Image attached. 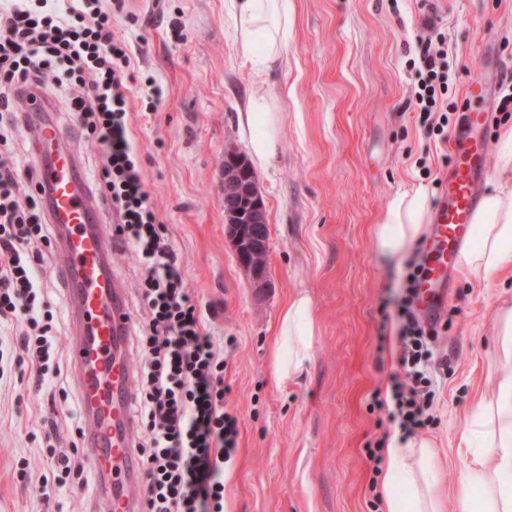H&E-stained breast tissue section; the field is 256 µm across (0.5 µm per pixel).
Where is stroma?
Returning a JSON list of instances; mask_svg holds the SVG:
<instances>
[{
  "instance_id": "35a3bbf8",
  "label": "stroma",
  "mask_w": 512,
  "mask_h": 512,
  "mask_svg": "<svg viewBox=\"0 0 512 512\" xmlns=\"http://www.w3.org/2000/svg\"><path fill=\"white\" fill-rule=\"evenodd\" d=\"M295 24L281 63L261 68L237 51L235 0H127L114 28L134 59L131 132L166 234L185 262L208 327L223 341L227 407L240 420L239 448L224 486V512H384L367 455L383 432L369 402L396 368L380 344V306L404 255L378 250L375 228L390 198L424 185L442 194L448 144L426 139L407 108L417 73L406 66L425 17L448 37L450 91L464 102L493 40L512 68V0H293ZM163 86L157 111L142 98ZM265 93L282 114L270 163L256 168L270 225L272 286L256 296L224 237V149L247 153L239 126L250 97ZM49 120L94 178L99 155L62 100ZM313 303L316 336L302 374L277 384L269 360L278 320L295 295ZM512 298V272L489 288L459 269L436 341L435 422L421 438L442 466L438 489L452 505L464 464L466 412L493 402L501 363L496 310ZM28 366L0 378V512H40L35 484L17 477L45 464L26 433L47 414Z\"/></svg>"
}]
</instances>
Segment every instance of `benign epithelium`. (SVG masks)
Instances as JSON below:
<instances>
[{
    "label": "benign epithelium",
    "mask_w": 512,
    "mask_h": 512,
    "mask_svg": "<svg viewBox=\"0 0 512 512\" xmlns=\"http://www.w3.org/2000/svg\"><path fill=\"white\" fill-rule=\"evenodd\" d=\"M249 165L233 151L224 153V197L235 201L225 210V236L239 265L254 287H271L268 275L269 224L256 177H246Z\"/></svg>",
    "instance_id": "benign-epithelium-1"
}]
</instances>
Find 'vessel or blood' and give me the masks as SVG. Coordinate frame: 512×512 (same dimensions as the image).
Returning a JSON list of instances; mask_svg holds the SVG:
<instances>
[{
    "instance_id": "vessel-or-blood-1",
    "label": "vessel or blood",
    "mask_w": 512,
    "mask_h": 512,
    "mask_svg": "<svg viewBox=\"0 0 512 512\" xmlns=\"http://www.w3.org/2000/svg\"><path fill=\"white\" fill-rule=\"evenodd\" d=\"M501 68L499 58L483 50L481 77L467 88L466 109L452 136L448 186L435 207L421 252L425 276L419 309L429 322L444 312L451 273L473 236L478 187L488 172L485 130ZM29 108L40 182L49 193L56 226L58 269L67 285V310L77 339L71 370L82 392L86 457L97 476L105 512H141L131 491L140 472L130 461L133 422L127 412L134 397L125 358L132 318L109 269L113 241L104 232L101 202L84 179L76 153L46 120L42 102H32Z\"/></svg>"
}]
</instances>
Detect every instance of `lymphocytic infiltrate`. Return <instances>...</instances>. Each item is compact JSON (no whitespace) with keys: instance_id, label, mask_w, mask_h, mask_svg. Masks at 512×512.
Instances as JSON below:
<instances>
[{"instance_id":"1","label":"lymphocytic infiltrate","mask_w":512,"mask_h":512,"mask_svg":"<svg viewBox=\"0 0 512 512\" xmlns=\"http://www.w3.org/2000/svg\"><path fill=\"white\" fill-rule=\"evenodd\" d=\"M124 0H13L0 9V321L15 330L8 350L28 362L35 391L67 401L56 385V317L39 294L47 250L55 237L48 196L38 184V162L8 145L10 129L28 124L34 95L66 93V109L98 145V190L116 222L112 237L131 249L140 278L136 289L141 322L134 331L137 397L130 413L140 433L135 458L144 474L139 497L144 512H224V468L239 448V420L224 408V356L207 328L200 303L185 281L178 254L163 236L131 134L133 60L112 29ZM418 36L408 67L420 79L409 101L421 115L426 138L448 139V44L433 20ZM423 267L417 258L392 297L384 299L381 330L395 329L398 372L385 395L371 405L386 411L401 439L433 420V346L439 326L417 305ZM39 455L48 471L38 483L42 506L54 501L83 462L57 448L58 429L48 420Z\"/></svg>"}]
</instances>
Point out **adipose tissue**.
<instances>
[{
	"mask_svg": "<svg viewBox=\"0 0 512 512\" xmlns=\"http://www.w3.org/2000/svg\"><path fill=\"white\" fill-rule=\"evenodd\" d=\"M239 53L254 63L271 66L280 59L293 28L291 0H237ZM248 134L251 156L266 165L279 145L281 115L265 94L251 96L239 116ZM500 176L485 195L475 216L477 241L462 263L484 280H493L512 266V128L499 139ZM427 191L418 186L390 199L378 226L376 244L389 255L402 252L416 239L427 216ZM498 352L504 370L493 404L479 406L462 436L465 467L460 480L457 512H512V304L498 313ZM316 325L313 305L305 294L294 297L279 316V335L269 368L278 384L298 376L310 358ZM384 475L387 512H444L435 490L440 470L428 444L392 439Z\"/></svg>",
	"mask_w": 512,
	"mask_h": 512,
	"instance_id": "obj_1",
	"label": "adipose tissue"
}]
</instances>
